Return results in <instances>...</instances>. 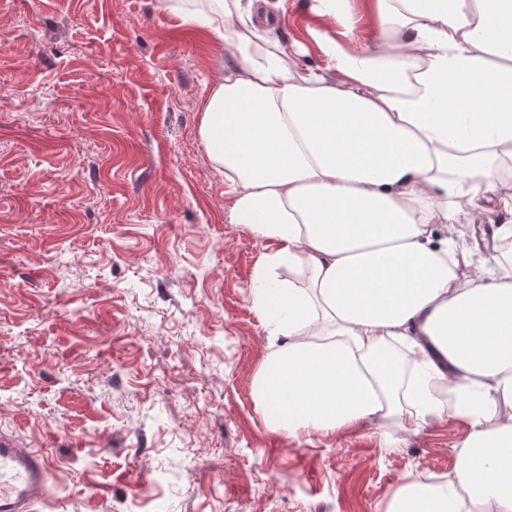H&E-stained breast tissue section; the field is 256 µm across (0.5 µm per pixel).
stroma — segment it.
<instances>
[{
  "instance_id": "35a3bbf8",
  "label": "stroma",
  "mask_w": 512,
  "mask_h": 512,
  "mask_svg": "<svg viewBox=\"0 0 512 512\" xmlns=\"http://www.w3.org/2000/svg\"><path fill=\"white\" fill-rule=\"evenodd\" d=\"M309 0L276 35L327 67ZM227 59L164 0H0V433L51 440L32 512H387L465 430L267 428L264 241L198 129Z\"/></svg>"
}]
</instances>
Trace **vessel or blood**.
Returning <instances> with one entry per match:
<instances>
[{
  "mask_svg": "<svg viewBox=\"0 0 512 512\" xmlns=\"http://www.w3.org/2000/svg\"><path fill=\"white\" fill-rule=\"evenodd\" d=\"M49 474L42 451L0 435V512H31L48 492Z\"/></svg>",
  "mask_w": 512,
  "mask_h": 512,
  "instance_id": "1",
  "label": "vessel or blood"
}]
</instances>
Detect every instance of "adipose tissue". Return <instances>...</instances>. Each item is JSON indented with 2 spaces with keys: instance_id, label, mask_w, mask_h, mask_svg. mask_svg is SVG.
<instances>
[{
  "instance_id": "obj_1",
  "label": "adipose tissue",
  "mask_w": 512,
  "mask_h": 512,
  "mask_svg": "<svg viewBox=\"0 0 512 512\" xmlns=\"http://www.w3.org/2000/svg\"><path fill=\"white\" fill-rule=\"evenodd\" d=\"M174 11L224 46L199 134L230 223L272 246L252 290L281 339L252 382L267 426L414 432L452 414L454 476L417 473L388 512H512V268L471 272L455 224L495 210L512 237V194L483 173L512 162V0H371L365 49L352 0H311L338 28L315 33L324 71L290 65L240 0Z\"/></svg>"
}]
</instances>
